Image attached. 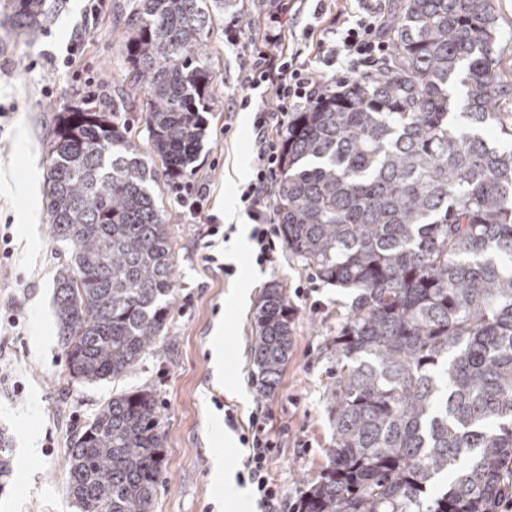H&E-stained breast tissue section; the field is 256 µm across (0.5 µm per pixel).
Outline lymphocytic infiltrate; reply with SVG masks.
I'll list each match as a JSON object with an SVG mask.
<instances>
[{
  "mask_svg": "<svg viewBox=\"0 0 512 512\" xmlns=\"http://www.w3.org/2000/svg\"><path fill=\"white\" fill-rule=\"evenodd\" d=\"M290 10L288 0H269L264 47L256 51L246 75L251 88H267L276 99L275 110L260 109L254 115L253 179L239 197L253 221L250 239L255 245L256 262L265 267L276 262L279 250V230L267 208V198L283 166L282 142L271 131L284 125L289 113L310 107L321 94L307 62L297 54L274 50ZM385 18L382 8H368L356 20L342 21L331 38L318 40L317 55L324 66L335 69L337 86H344L351 75L370 74L388 65L391 54ZM270 417V410L263 407L252 412L244 440L250 452L243 466L265 512H279L283 494L268 473V462L276 448L268 428Z\"/></svg>",
  "mask_w": 512,
  "mask_h": 512,
  "instance_id": "lymphocytic-infiltrate-1",
  "label": "lymphocytic infiltrate"
}]
</instances>
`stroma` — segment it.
<instances>
[{
	"mask_svg": "<svg viewBox=\"0 0 512 512\" xmlns=\"http://www.w3.org/2000/svg\"><path fill=\"white\" fill-rule=\"evenodd\" d=\"M134 0H47L44 34L31 41L0 30V226L8 225L13 255L0 258V309L10 308L18 326L0 327V432L10 438L13 470L0 480V512H77L66 491L71 437L88 424L112 394L139 388L154 393L165 433L164 482L152 512H261L252 485L229 497L212 480L216 459L241 471L248 450L238 431L256 407L272 412V435L280 447L269 471L286 503L299 501L317 481L333 446L329 408L336 397L332 340L352 303L344 290L324 284L287 250L275 264L259 267L252 251L233 260V275L206 262L225 257L222 236L206 239L208 215L236 214L249 224L239 201L244 185L237 166L252 167L253 111L237 109L251 95L273 108L272 93L249 90L244 76L253 47L261 45L265 0H226L206 43L208 63L219 80L203 114L206 137L185 181L206 188L205 211L189 214L176 189L157 177L155 196L172 217L176 295L163 339L117 380L82 383L65 365L63 329L54 305L55 278L68 251L51 233L44 189H25L30 170L47 172V150L61 112L84 96L126 99L120 52L125 18ZM281 50L310 55L303 35L332 28L343 0H291ZM322 17H315V9ZM78 53L60 63L69 42ZM282 285L294 309L293 347L278 385L261 394L253 375L250 345L253 313L270 283ZM248 285L245 301L235 297ZM224 340V372L215 375L212 347ZM233 409L238 430L224 421Z\"/></svg>",
	"mask_w": 512,
	"mask_h": 512,
	"instance_id": "1",
	"label": "stroma"
}]
</instances>
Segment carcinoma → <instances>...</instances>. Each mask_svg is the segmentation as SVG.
Returning <instances> with one entry per match:
<instances>
[{
	"mask_svg": "<svg viewBox=\"0 0 512 512\" xmlns=\"http://www.w3.org/2000/svg\"><path fill=\"white\" fill-rule=\"evenodd\" d=\"M45 0H13L32 37ZM224 0H136L121 47L147 133L127 105L92 96L59 116L47 151L53 238L73 246L55 305L71 377L115 380L166 329L174 299L168 212L149 191L175 179L205 136L206 63ZM382 72L327 85L292 112L275 189L288 253L355 299L333 338L334 448L301 512H495L512 495V112L493 47V0H394ZM253 373L278 384L293 309L265 288L253 314ZM154 395L121 391L73 436L67 492L78 512H150L164 462ZM12 471L0 436V478ZM448 478L447 487L434 491Z\"/></svg>",
	"mask_w": 512,
	"mask_h": 512,
	"instance_id": "1",
	"label": "carcinoma"
}]
</instances>
